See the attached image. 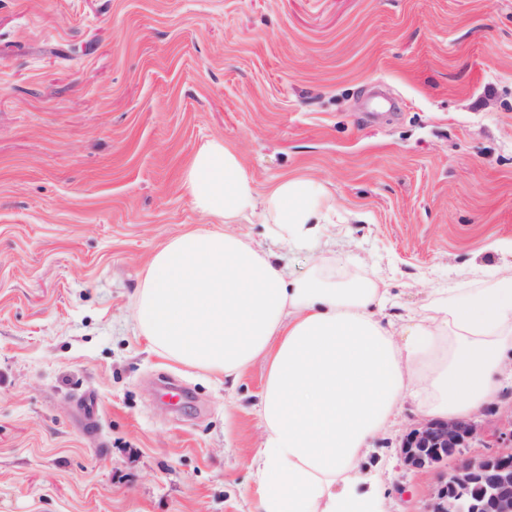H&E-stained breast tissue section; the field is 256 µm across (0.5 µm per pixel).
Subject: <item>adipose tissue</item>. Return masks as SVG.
Instances as JSON below:
<instances>
[{"label": "adipose tissue", "mask_w": 512, "mask_h": 512, "mask_svg": "<svg viewBox=\"0 0 512 512\" xmlns=\"http://www.w3.org/2000/svg\"><path fill=\"white\" fill-rule=\"evenodd\" d=\"M181 188L216 225L155 252L138 325L169 358L230 382L263 361L252 512H387L380 474L360 463L405 403L433 419L475 418L512 386V265L487 287L440 288L400 313L376 271L350 277L323 256L291 278L281 256L235 231L257 218L274 245H315L332 212L322 185L285 175L259 190L238 154L212 139Z\"/></svg>", "instance_id": "ef3b65f1"}]
</instances>
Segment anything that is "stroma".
<instances>
[{"instance_id":"35a3bbf8","label":"stroma","mask_w":512,"mask_h":512,"mask_svg":"<svg viewBox=\"0 0 512 512\" xmlns=\"http://www.w3.org/2000/svg\"><path fill=\"white\" fill-rule=\"evenodd\" d=\"M224 140L259 188L336 213L318 255L399 310L512 264V0H0V512H247L263 362L236 384L154 349L144 268L206 222ZM499 240L504 248L488 251ZM395 512L438 469L397 463Z\"/></svg>"}]
</instances>
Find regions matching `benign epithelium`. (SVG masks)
I'll use <instances>...</instances> for the list:
<instances>
[{"mask_svg": "<svg viewBox=\"0 0 512 512\" xmlns=\"http://www.w3.org/2000/svg\"><path fill=\"white\" fill-rule=\"evenodd\" d=\"M495 435L510 451L459 462L433 490L424 512H512V420ZM481 436L471 420H429L406 435L400 452L406 466L420 470L454 460Z\"/></svg>", "mask_w": 512, "mask_h": 512, "instance_id": "1", "label": "benign epithelium"}]
</instances>
